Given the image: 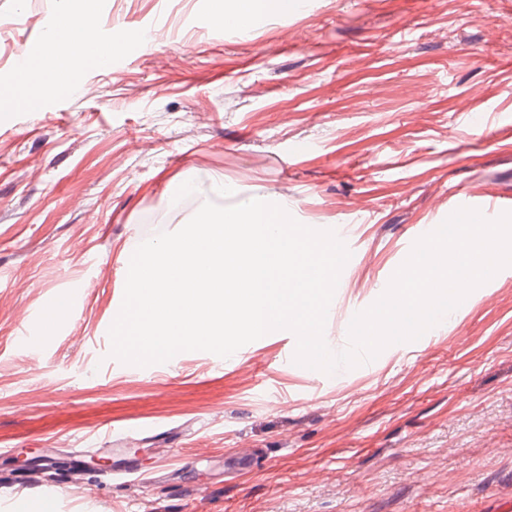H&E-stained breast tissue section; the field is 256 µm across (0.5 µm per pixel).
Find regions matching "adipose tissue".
Masks as SVG:
<instances>
[{"label":"adipose tissue","instance_id":"adipose-tissue-1","mask_svg":"<svg viewBox=\"0 0 512 512\" xmlns=\"http://www.w3.org/2000/svg\"><path fill=\"white\" fill-rule=\"evenodd\" d=\"M102 0H63L55 23L32 66L20 73L15 86H0V108L20 101L38 106L50 94L71 90L73 66L105 62L112 55L108 46L89 44L86 35L99 21ZM294 0H212L211 22L221 29L234 24L245 27L259 15H285Z\"/></svg>","mask_w":512,"mask_h":512}]
</instances>
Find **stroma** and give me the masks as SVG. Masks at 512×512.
<instances>
[{
    "label": "stroma",
    "instance_id": "35a3bbf8",
    "mask_svg": "<svg viewBox=\"0 0 512 512\" xmlns=\"http://www.w3.org/2000/svg\"><path fill=\"white\" fill-rule=\"evenodd\" d=\"M210 0H103L116 69L0 111V502L42 512L19 457L129 431L135 473L83 469L53 512H504L512 502V266L428 339L327 374L278 330L227 358L111 357L130 258L207 201L268 197L344 228L331 306L369 307L469 197H512V0H305L215 29ZM60 0H0L16 77ZM179 183L187 198L172 196ZM230 195L211 192L212 184ZM65 302L32 346L22 320ZM259 455L233 471L238 449Z\"/></svg>",
    "mask_w": 512,
    "mask_h": 512
}]
</instances>
